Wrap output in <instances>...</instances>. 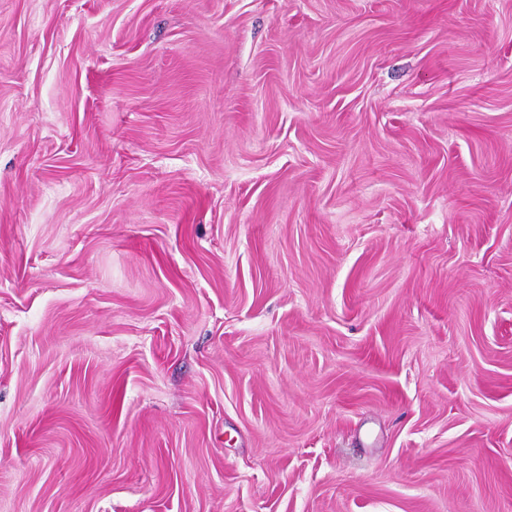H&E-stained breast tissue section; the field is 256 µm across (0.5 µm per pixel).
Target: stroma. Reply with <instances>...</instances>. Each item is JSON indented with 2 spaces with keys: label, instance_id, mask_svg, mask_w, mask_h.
<instances>
[{
  "label": "stroma",
  "instance_id": "1",
  "mask_svg": "<svg viewBox=\"0 0 512 512\" xmlns=\"http://www.w3.org/2000/svg\"><path fill=\"white\" fill-rule=\"evenodd\" d=\"M0 512H512V0H0Z\"/></svg>",
  "mask_w": 512,
  "mask_h": 512
}]
</instances>
